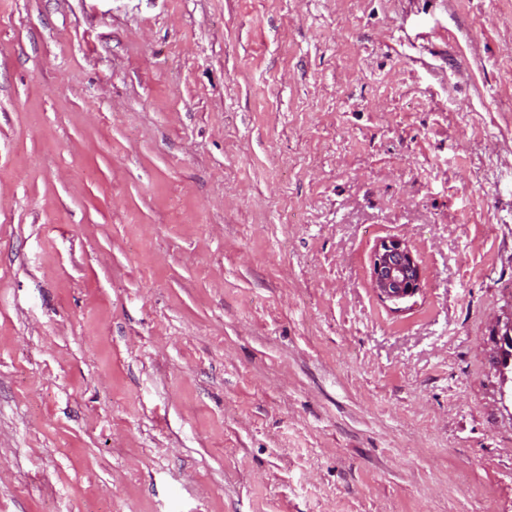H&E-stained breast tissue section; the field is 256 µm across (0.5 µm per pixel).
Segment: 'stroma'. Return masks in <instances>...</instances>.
Returning <instances> with one entry per match:
<instances>
[{
	"label": "stroma",
	"mask_w": 512,
	"mask_h": 512,
	"mask_svg": "<svg viewBox=\"0 0 512 512\" xmlns=\"http://www.w3.org/2000/svg\"><path fill=\"white\" fill-rule=\"evenodd\" d=\"M510 320L512 0H0V512H512ZM423 269L411 245L405 239L382 240L375 248L371 261V287L377 296L399 300L419 291ZM494 344L490 369L497 379L499 410L509 416L512 414V328L506 327L495 336Z\"/></svg>",
	"instance_id": "stroma-1"
}]
</instances>
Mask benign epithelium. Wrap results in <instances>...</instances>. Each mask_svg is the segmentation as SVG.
<instances>
[{"label": "benign epithelium", "instance_id": "7a95c632", "mask_svg": "<svg viewBox=\"0 0 512 512\" xmlns=\"http://www.w3.org/2000/svg\"><path fill=\"white\" fill-rule=\"evenodd\" d=\"M423 269L411 245L405 239L382 240L375 248L371 261V287L377 296L399 300L419 291Z\"/></svg>", "mask_w": 512, "mask_h": 512}]
</instances>
